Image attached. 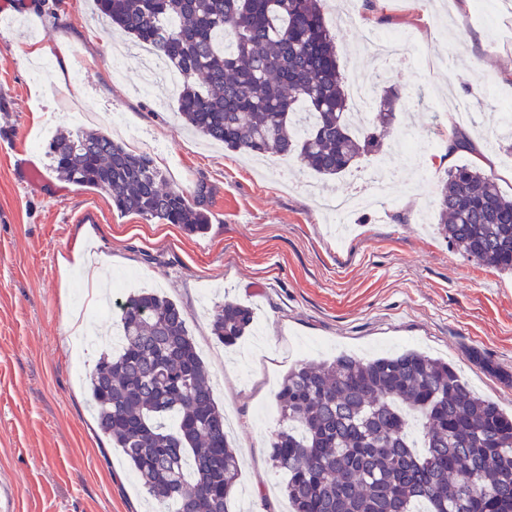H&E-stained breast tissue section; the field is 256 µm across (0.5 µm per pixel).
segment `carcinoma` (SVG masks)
Here are the masks:
<instances>
[{
    "label": "carcinoma",
    "instance_id": "cac0c4a2",
    "mask_svg": "<svg viewBox=\"0 0 512 512\" xmlns=\"http://www.w3.org/2000/svg\"><path fill=\"white\" fill-rule=\"evenodd\" d=\"M134 42L182 74L177 113L193 131L247 155L295 154L339 177L380 150L402 94L371 83L384 109L352 122L323 0H94ZM53 169L105 192L121 214L207 229L208 189L166 186L148 153L103 131L48 141ZM437 227L479 264L512 273V196L471 165L445 171ZM121 349L89 376L97 427L122 450L146 498L164 512H229L240 473L186 315L154 291L116 308ZM251 309L226 301L222 344L251 331ZM270 461L293 512H512V417L445 361L416 350L300 363L278 392ZM425 430L418 447L408 417Z\"/></svg>",
    "mask_w": 512,
    "mask_h": 512
}]
</instances>
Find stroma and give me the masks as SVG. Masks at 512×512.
I'll return each instance as SVG.
<instances>
[{"label": "stroma", "mask_w": 512, "mask_h": 512, "mask_svg": "<svg viewBox=\"0 0 512 512\" xmlns=\"http://www.w3.org/2000/svg\"><path fill=\"white\" fill-rule=\"evenodd\" d=\"M326 0L346 88L382 79L406 97L377 158H363L338 179L308 172L296 157L262 162L186 129L164 94L136 95V61L128 79H108L116 32L93 0H18L0 23V490L11 512H150L124 456L96 425L86 379L109 343V318L94 317L87 272L76 249L106 257L100 277L136 273L179 304L204 359L214 397L231 424L240 476L229 512H289L283 480L270 465L268 441L278 428L276 394L288 368L347 352L369 358L414 347L448 360L478 395L512 413V275L480 265L449 247L435 226L437 186L448 165H472L469 152L443 163L442 151L412 156L397 146L400 130L447 142L466 130L488 154L500 189L512 195V153L488 136L512 113V4L504 0ZM409 32L408 57L379 67L366 46L370 31ZM45 46L56 59L66 46L80 83L46 75L21 43ZM450 68H437L439 59ZM474 84L470 95L465 84ZM466 101L468 120H449L440 103ZM76 103L118 114L125 132L161 142L157 164L170 186L210 191L204 234L113 209L99 191L59 178L41 148L44 129L70 131ZM395 170L396 199L358 209L349 232L317 202L358 187L373 160ZM45 176L33 187L27 165ZM430 182H422V170ZM93 223H85L86 213ZM250 306L263 329L227 347L211 330L215 303ZM85 315L94 345L74 361L71 312ZM479 351L501 369L490 376L469 357Z\"/></svg>", "instance_id": "35a3bbf8"}]
</instances>
